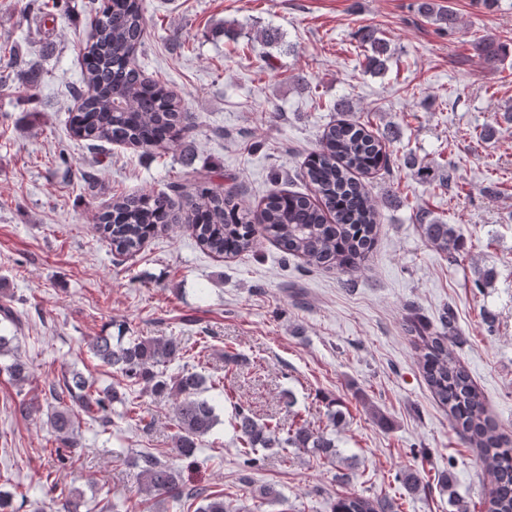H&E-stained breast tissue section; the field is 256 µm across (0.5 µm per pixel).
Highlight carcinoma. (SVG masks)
<instances>
[{
    "mask_svg": "<svg viewBox=\"0 0 512 512\" xmlns=\"http://www.w3.org/2000/svg\"><path fill=\"white\" fill-rule=\"evenodd\" d=\"M419 12L436 26L456 32L455 13L441 9L435 0H421ZM145 31L142 0H101L94 33L83 52L82 86L75 90L80 105L68 117L74 138L92 146L104 142L142 150L180 145L192 123V113L167 84L146 78L130 65V59L143 47ZM357 37L364 48L365 71L378 74L385 70L391 53L389 41L371 26L360 27ZM471 46L474 55L487 63L500 62L506 56L492 35L472 41ZM400 137L397 127L375 134L358 121L339 120L328 127L319 148L306 162V176L320 195L317 204L298 193L272 194L255 222L239 208L233 192L214 184L210 173L199 171L191 194L173 183L167 192L112 200L98 215L95 230L118 255L136 253L147 239L178 224L188 227L201 250L218 256L248 252L265 237L286 256L353 275L361 270L374 244L380 217L378 203L359 176L396 163L389 146ZM414 222L428 243L448 255V261L457 260L461 239L452 225L442 223L427 209L417 210ZM442 325L444 331L432 332L412 316L404 329L419 341V363L434 399L448 413L456 433L477 450L478 458L488 467L490 490L485 512H512V435L497 430L485 410L481 391L449 349L459 338L452 309L442 315ZM16 341V336L0 333V357L11 358L5 370L20 384L29 380L30 371ZM182 351L174 338L137 337L124 343L111 336L96 337L90 344L93 357L112 367L125 384L103 387L79 371L61 373V379L49 388L57 403L49 423L59 443L58 463L73 465L81 460L74 436L78 419L105 428L118 403L124 406L127 418L145 423L146 414L131 391L133 386H142L158 396L174 397L177 433L172 455H141V491L153 498L176 499L194 512H246V507L233 505L223 493L186 490L180 485L176 461L191 458L217 420L215 407L202 397L205 376L185 369L174 375L163 370L182 356ZM342 416L339 410L330 411L333 430L329 432L307 423L285 429L277 422L256 419L251 410L239 405L233 429L245 457L289 447L304 450L325 464L336 459L335 427ZM49 491L57 493L62 502L57 512H81L84 503L78 491L56 484ZM332 512H398V505L385 493H349L334 502Z\"/></svg>",
    "mask_w": 512,
    "mask_h": 512,
    "instance_id": "cac0c4a2",
    "label": "carcinoma"
}]
</instances>
